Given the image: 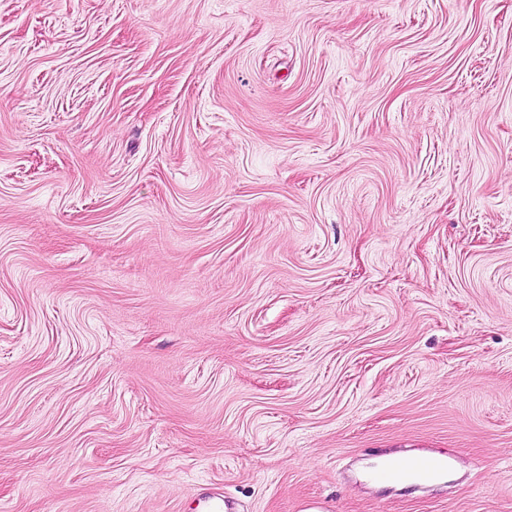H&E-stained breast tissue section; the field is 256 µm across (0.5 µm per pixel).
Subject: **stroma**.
<instances>
[{"mask_svg":"<svg viewBox=\"0 0 512 512\" xmlns=\"http://www.w3.org/2000/svg\"><path fill=\"white\" fill-rule=\"evenodd\" d=\"M226 497L512 512V0H0V512ZM450 457L446 455H410L396 465L381 463L372 468L368 477L371 481L387 486L411 483L415 485L427 484L450 469Z\"/></svg>","mask_w":512,"mask_h":512,"instance_id":"35a3bbf8","label":"stroma"}]
</instances>
